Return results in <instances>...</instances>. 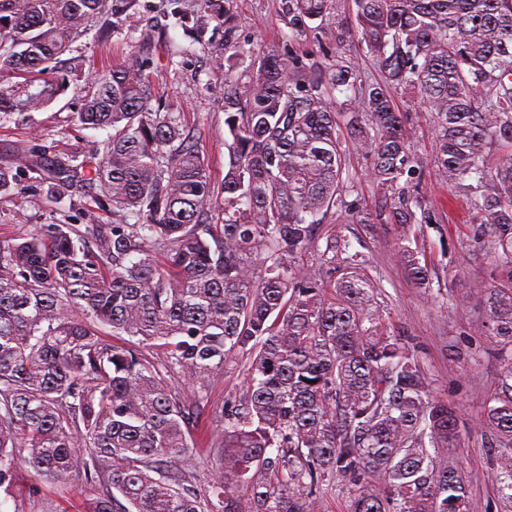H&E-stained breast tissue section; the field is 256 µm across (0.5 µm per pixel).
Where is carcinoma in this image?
Returning a JSON list of instances; mask_svg holds the SVG:
<instances>
[{
	"instance_id": "carcinoma-1",
	"label": "carcinoma",
	"mask_w": 512,
	"mask_h": 512,
	"mask_svg": "<svg viewBox=\"0 0 512 512\" xmlns=\"http://www.w3.org/2000/svg\"><path fill=\"white\" fill-rule=\"evenodd\" d=\"M224 24V181L213 185L183 115L153 105L149 64L94 79L73 119L108 131L73 154L32 150L0 165V196L35 174L46 204L76 197L112 216L41 224L0 240V491L25 465L40 481L75 474L87 512H318L338 480L350 512H480L459 463L456 407L434 397L417 350L378 302L368 261L342 232L346 140L405 228L398 255L431 286L417 246L438 223L412 182L421 162L393 93L434 112V164L468 193L471 233L505 276L482 287L474 332L512 351V0H282L288 48H245L234 0H208ZM109 0H0V121L46 108L63 56L91 24L112 37ZM313 37L336 49L297 51ZM371 58L368 82L343 57ZM20 80L12 81V77ZM321 262L310 269L303 256ZM125 339L110 343L100 334ZM235 352L249 367L203 441L174 380L205 397ZM493 476L512 499V357L482 410ZM209 458L207 493L166 463Z\"/></svg>"
}]
</instances>
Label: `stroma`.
Returning <instances> with one entry per match:
<instances>
[{
	"label": "stroma",
	"mask_w": 512,
	"mask_h": 512,
	"mask_svg": "<svg viewBox=\"0 0 512 512\" xmlns=\"http://www.w3.org/2000/svg\"><path fill=\"white\" fill-rule=\"evenodd\" d=\"M235 7L240 42L286 48L288 25L281 0H236ZM112 12L124 21L111 40L95 43L85 36L74 43L70 60L63 64L69 75L63 94L42 111L0 123V165L9 163L17 150L46 146L56 153L77 151L88 141L104 140V132L77 127L73 112L105 66L146 58L157 101L185 114L207 173L213 184H220L226 158L223 24L206 0H136L130 7L124 0H112ZM394 98L414 130L412 149L422 162L415 180L425 204L440 218L439 228L425 229L422 238L434 265L430 288L416 287L396 256L399 225L358 224L342 211L326 219L321 229L326 234L343 230L367 256L369 272L381 289V305L396 330L416 347L434 395L458 406L466 426L451 453L472 497L485 512H512V500L501 495L493 480L487 442L475 427L502 368L495 340L471 330L483 305L478 286L490 282L491 268L483 244L470 233L471 214L463 193L448 186L433 164L434 113L413 94L398 91ZM346 150L355 177L354 197L380 210L384 200L368 175L364 150L353 141ZM99 215L94 207L74 206L66 199L45 206L29 174L23 173L14 195L0 199V240L60 220L93 224ZM248 364L245 354H236L225 363L223 374L211 379L207 400L198 410V426H215L225 399L242 388ZM90 496L78 480L39 484L21 467L12 495L0 499V512H86Z\"/></svg>",
	"instance_id": "obj_1"
}]
</instances>
